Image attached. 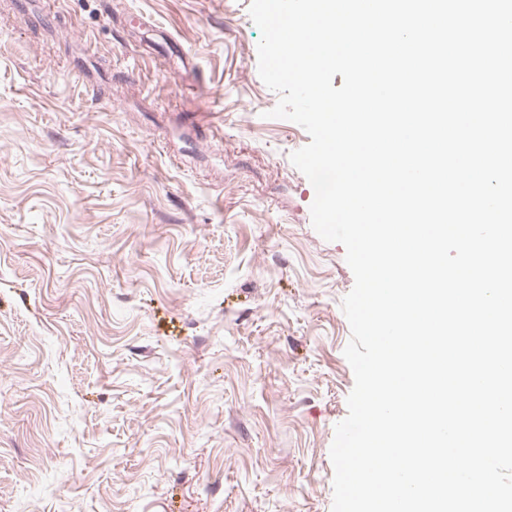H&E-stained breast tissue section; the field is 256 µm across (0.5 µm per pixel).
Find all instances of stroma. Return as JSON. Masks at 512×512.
Returning <instances> with one entry per match:
<instances>
[{"label": "stroma", "mask_w": 512, "mask_h": 512, "mask_svg": "<svg viewBox=\"0 0 512 512\" xmlns=\"http://www.w3.org/2000/svg\"><path fill=\"white\" fill-rule=\"evenodd\" d=\"M250 3L0 0V512H331L354 276Z\"/></svg>", "instance_id": "obj_1"}]
</instances>
